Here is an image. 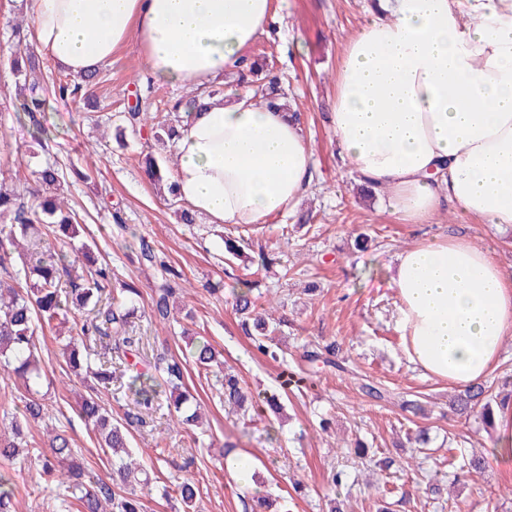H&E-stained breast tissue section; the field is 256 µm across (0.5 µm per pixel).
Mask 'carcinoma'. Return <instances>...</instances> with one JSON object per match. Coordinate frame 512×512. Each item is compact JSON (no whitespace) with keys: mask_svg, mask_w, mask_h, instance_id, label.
<instances>
[{"mask_svg":"<svg viewBox=\"0 0 512 512\" xmlns=\"http://www.w3.org/2000/svg\"><path fill=\"white\" fill-rule=\"evenodd\" d=\"M14 38L19 47L12 60L13 72L18 80L21 108L35 122L37 114L45 111L48 88L40 83L37 70L40 60L28 47L27 31L17 26ZM245 84L253 87V97L265 99L271 86L264 82V63L253 61ZM103 80L99 71H90L71 83L58 80V93L76 94L90 91ZM65 175L56 164L48 163L34 172L33 184L21 190H0V267H6L15 250L25 246L34 261L23 264L12 284L0 280V371L18 380L25 396L22 408L12 416L8 435H0V459L13 460L29 455L24 427L43 421L44 412L41 387L46 371L39 346V331L54 322L64 323L73 310L87 312L85 320L75 328L76 335L61 346L65 362L80 379H92L90 393L80 397L74 410L78 417L92 428L99 447L110 451V471L101 476L87 473L73 456L68 437L63 433L49 436L48 452L38 456L40 480L47 485L63 488L65 498L78 503L79 512H143L141 496L135 485L144 470L137 465L128 451L131 429L147 424L146 418L159 405L158 398L169 391L173 399L176 425L181 429L195 425L200 418L198 402L186 389L187 360L214 374L218 398L224 401L228 412L245 417L254 408L251 394L240 379L224 365L221 351L206 338L191 342L189 351L178 357L166 350L152 353L156 374L129 372L127 355L143 347V337L129 330V319L136 306L131 296L138 295L134 288H124L112 294L109 285L112 269L96 263L82 264L84 251L74 255L44 256L42 248L46 237L75 240L83 231L76 212L64 200ZM225 251L229 258L249 262L256 260L265 265L268 257L259 252L249 253L251 244L243 236L226 238ZM166 277L155 291L150 318L165 324L174 310L171 299L176 288L170 278L179 277L173 269L164 268ZM24 284L15 286V283ZM233 308L239 316L240 326L259 353L272 359L279 357L281 348L274 343L281 322L271 321V314L259 308L258 297L251 285L237 292ZM114 390V394L131 401V407L122 417H112L97 394L95 387ZM506 398L492 392L481 383L471 385L454 397L452 407L462 414L480 408L483 423L491 424L493 408L505 405ZM185 512L195 509L199 493L195 481L185 476L175 484ZM0 512H17L11 479L0 473Z\"/></svg>","mask_w":512,"mask_h":512,"instance_id":"1","label":"carcinoma"}]
</instances>
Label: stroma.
Returning <instances> with one entry per match:
<instances>
[{"instance_id":"35a3bbf8","label":"stroma","mask_w":512,"mask_h":512,"mask_svg":"<svg viewBox=\"0 0 512 512\" xmlns=\"http://www.w3.org/2000/svg\"><path fill=\"white\" fill-rule=\"evenodd\" d=\"M27 0H0V169L18 179L31 178L45 162L67 169V200L85 227L84 239L99 263L112 270V287L136 288L137 335L148 347L128 357L141 369L156 347L184 351L187 336H203L222 352L252 394L251 416L226 415L213 378L187 364L185 383L210 415L207 430L170 434V408L158 411L156 436L165 447L164 460L148 456L146 440L136 437L139 459L150 482L137 488L144 512H177L162 486L186 459L199 488L198 512H256L266 498L270 512H326L329 499L349 504L350 512H512V460L494 456L497 431L484 427L478 413L458 417L448 408L459 386L433 378L408 358L398 324L399 298L388 283V265L403 250L452 236L469 239L512 275V229L481 224L444 207L428 224H407L388 206L387 191L365 197L359 178L342 158L332 132L336 72L341 50L371 18L374 0H272L270 34L260 36L248 55L268 63L290 111L296 112L313 153L312 183L291 211L243 229L254 250L274 254L275 264L260 267L225 257L228 224H212L202 216L185 224L168 192L176 155L173 145L154 138L150 127L130 123L126 114L137 106L180 123L184 112L175 102L189 90L153 80L136 40H129L103 65L107 82L97 89L96 106L82 97L53 96L33 127L15 97L10 69L16 47L13 26L29 20ZM44 148L30 154L34 141ZM155 156L166 177L156 184L142 168L145 155ZM95 160L92 180L78 177ZM368 236L367 249L355 241ZM151 241L155 263L141 260L140 239ZM178 270L189 284L185 301L191 319L170 324L151 322L149 311L161 265ZM266 294L275 316L284 320L278 337L285 352L275 362L258 354L238 326L232 295L243 283ZM51 379L46 405L49 424L30 430V445L43 448L45 429L64 430L86 468L103 474L108 456L73 406L85 387L70 381L59 349L57 331L40 336ZM335 346L347 370L339 372L305 360V348ZM303 377L301 392L289 394L279 415H270L263 397L281 380L283 371ZM370 381L387 397L375 401L360 385ZM428 429V448H415L419 429ZM367 449L356 455L352 444ZM249 455L254 476L241 484L226 466L225 450ZM480 456L481 472L454 482V460ZM346 474L342 485L333 471ZM13 483L19 512H57V487L39 479L33 459L1 463Z\"/></svg>"}]
</instances>
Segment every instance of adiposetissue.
I'll return each mask as SVG.
<instances>
[{
	"mask_svg": "<svg viewBox=\"0 0 512 512\" xmlns=\"http://www.w3.org/2000/svg\"><path fill=\"white\" fill-rule=\"evenodd\" d=\"M39 51L83 74L137 39L156 80L198 90L242 69L271 0H28ZM343 46L336 145L408 224L444 206L512 226V0H376ZM178 127L177 198L214 224L294 209L313 156L282 100L201 95ZM410 360L460 386L485 378L512 337V277L461 237L421 243L389 266Z\"/></svg>",
	"mask_w": 512,
	"mask_h": 512,
	"instance_id": "obj_1",
	"label": "adipose tissue"
}]
</instances>
